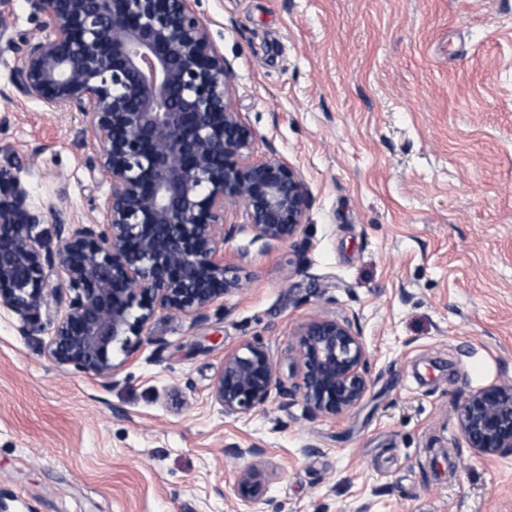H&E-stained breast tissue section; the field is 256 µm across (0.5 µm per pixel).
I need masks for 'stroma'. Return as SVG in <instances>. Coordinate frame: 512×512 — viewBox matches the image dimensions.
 Segmentation results:
<instances>
[{
	"label": "stroma",
	"mask_w": 512,
	"mask_h": 512,
	"mask_svg": "<svg viewBox=\"0 0 512 512\" xmlns=\"http://www.w3.org/2000/svg\"><path fill=\"white\" fill-rule=\"evenodd\" d=\"M255 157L309 193L290 243L224 244L243 287L198 321L156 314L103 378L60 367L0 311V512H512V454L459 435L465 396L512 381V0H197ZM0 42V160L30 200L88 223L110 186L87 123L19 94ZM354 315L371 386L348 414L268 403L225 417L214 383L244 341L288 376L295 333ZM264 454V450L255 445L236 448L237 457L251 460L240 470L234 485V493L244 507L256 504L266 493L272 472L264 460Z\"/></svg>",
	"instance_id": "stroma-1"
}]
</instances>
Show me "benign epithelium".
<instances>
[{"label":"benign epithelium","instance_id":"obj_1","mask_svg":"<svg viewBox=\"0 0 512 512\" xmlns=\"http://www.w3.org/2000/svg\"><path fill=\"white\" fill-rule=\"evenodd\" d=\"M196 0H27L44 36L8 34L11 83L51 110L87 121L92 171L110 185L100 216L71 222L29 201L17 166L0 163V310L21 328L46 313L53 331L44 349L59 366L96 376L116 370L114 352L136 350L159 312L203 316L242 288L224 262L238 225L226 210L244 206L255 237L288 243L308 207L300 172L272 155H251L254 132L229 100L231 72L195 9ZM53 225L55 238L41 229ZM64 283L49 287L55 267ZM370 387L366 345L348 316L303 323L292 372L281 377L269 351L243 342L224 356L213 395L224 416L243 418L275 400L301 402L309 417H340ZM468 448L485 458L512 453V383L469 394L458 407ZM249 463L234 493L260 501L272 477L264 450L236 449Z\"/></svg>","mask_w":512,"mask_h":512}]
</instances>
